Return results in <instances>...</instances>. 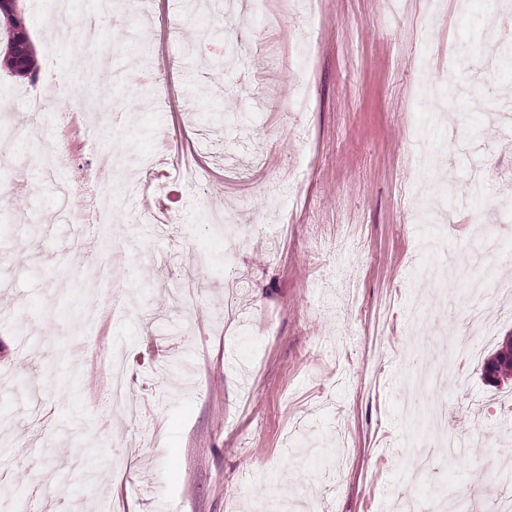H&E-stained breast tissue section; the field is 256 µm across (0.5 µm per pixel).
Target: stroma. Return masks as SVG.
<instances>
[{"label": "stroma", "mask_w": 512, "mask_h": 512, "mask_svg": "<svg viewBox=\"0 0 512 512\" xmlns=\"http://www.w3.org/2000/svg\"><path fill=\"white\" fill-rule=\"evenodd\" d=\"M121 0L92 41L81 27L48 55L44 0L23 14L41 80L58 73L82 97L128 115L135 156L169 170L153 220L121 221L127 240L112 269L117 297L99 303L101 242L85 226L81 250L59 209L76 215L77 190L59 201L36 164L0 156V475L25 501L42 489L47 512H258L299 493L287 512H497L512 469V417L454 339L408 323L424 305L431 324L463 328L462 297L486 293L490 354L512 333V220L502 246L468 272L433 285L434 262L460 265L470 242L512 205V120L496 121L512 70L492 48L512 42V8L494 0ZM262 40L265 50L251 49ZM111 46L94 60L91 44ZM305 54L304 69L287 65ZM167 75L165 108L143 69ZM59 107L26 151L72 156L59 180L94 168L105 125L79 144ZM57 179V180H58ZM241 226L228 250L220 218ZM121 360L128 410L108 411ZM443 366L446 447L423 422L431 393L414 378Z\"/></svg>", "instance_id": "obj_1"}]
</instances>
